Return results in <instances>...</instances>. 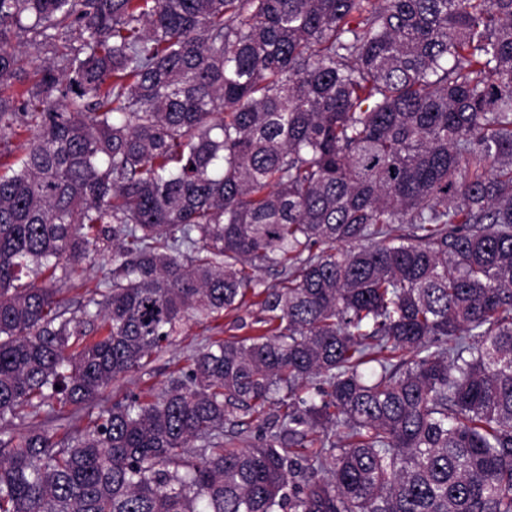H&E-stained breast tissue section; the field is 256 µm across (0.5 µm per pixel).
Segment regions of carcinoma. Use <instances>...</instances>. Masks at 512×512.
<instances>
[{"mask_svg": "<svg viewBox=\"0 0 512 512\" xmlns=\"http://www.w3.org/2000/svg\"><path fill=\"white\" fill-rule=\"evenodd\" d=\"M23 132L0 421L260 317L77 435L1 426L0 512H512V0H0ZM112 267L111 257L106 253L87 260L78 268L66 287L70 289L63 294L71 311L78 310L80 304L85 302L89 296V289L94 288L99 282L112 278ZM264 416L265 420L255 421L249 416H242V413L237 414V418L234 420L238 421V426L226 425L224 428L225 438H232L237 447H245L249 443L253 442L255 438L260 434L273 433L276 431L274 427V420L276 411L274 407L267 408Z\"/></svg>", "mask_w": 512, "mask_h": 512, "instance_id": "carcinoma-1", "label": "carcinoma"}]
</instances>
